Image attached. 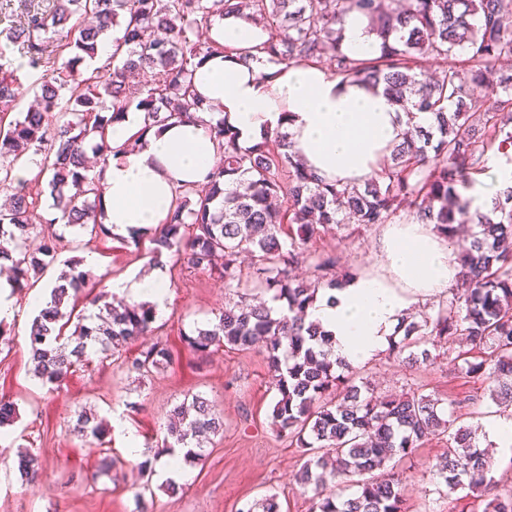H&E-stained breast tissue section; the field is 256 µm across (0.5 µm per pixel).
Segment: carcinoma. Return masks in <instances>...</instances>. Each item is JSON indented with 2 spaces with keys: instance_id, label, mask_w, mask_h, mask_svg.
Returning a JSON list of instances; mask_svg holds the SVG:
<instances>
[{
  "instance_id": "obj_1",
  "label": "carcinoma",
  "mask_w": 512,
  "mask_h": 512,
  "mask_svg": "<svg viewBox=\"0 0 512 512\" xmlns=\"http://www.w3.org/2000/svg\"><path fill=\"white\" fill-rule=\"evenodd\" d=\"M241 9L269 34L251 59H328L333 75L383 87L404 112L407 129L379 174L364 184L338 185L306 169L282 132L243 149L224 119L209 124L207 134L222 150L219 162L205 188L178 194L167 224L152 238V253L166 250L177 263L208 269L227 287L241 285L247 265L276 306L243 296L183 335L184 345L201 358L219 347L263 346L277 391L272 424L303 452L295 479L313 492L311 512H408L406 481L387 464L414 454L431 435L448 442L431 467L433 482L461 493L462 501H483L482 512H512V490L499 491L494 477L498 461L466 422L474 399L443 398L422 385L398 398L375 393L357 367L335 354L330 334L306 321L320 292L355 273L338 272L336 254L316 252L313 283L291 273L297 251L320 226L389 224L407 208L409 221L432 224L454 243L463 224L475 225L459 252L460 286L448 289L422 321L403 317V336L391 341L388 356L417 370L435 364L437 351L463 336L467 349L450 359L454 370L486 383L496 406H512V187L496 192L485 212L470 211L462 194L492 154L512 147V72L506 70L512 0H24V20L0 30V187L12 191L0 210V269L21 291L58 249V237L34 224L39 192L13 186L15 164L30 152L39 156L31 183L37 187L51 175L47 186L65 227L110 235L103 170L112 154V122L132 106L150 127L207 111L196 97L194 72L211 54L234 48L214 44L206 33L215 18ZM350 13L366 19L378 43L373 56L343 49ZM116 28L121 36L112 39L108 64L79 70ZM427 57L444 66L418 67ZM41 68L34 103L25 107L20 73ZM53 112L60 115L55 123L47 119ZM417 112L430 114L431 122H413ZM38 236L39 246L30 249ZM88 280L81 263L66 264L32 321L29 360L44 385H58L90 356L118 354L152 332V306L105 304L77 316L64 336L68 301ZM171 362V350L159 341L127 359L129 370L143 377ZM75 430L105 443L102 421L90 409L79 412ZM223 431V413L194 394L170 411L162 448H184L194 464L205 457L206 439ZM17 457L21 476L37 482L38 456L25 448Z\"/></svg>"
}]
</instances>
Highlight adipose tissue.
Here are the masks:
<instances>
[{"instance_id": "adipose-tissue-1", "label": "adipose tissue", "mask_w": 512, "mask_h": 512, "mask_svg": "<svg viewBox=\"0 0 512 512\" xmlns=\"http://www.w3.org/2000/svg\"><path fill=\"white\" fill-rule=\"evenodd\" d=\"M213 41L233 47L195 71L194 86L210 111L191 123L145 127L144 114L129 109L111 129L113 152L103 172L104 222L128 238L166 223L177 188L205 184L216 149L207 122L224 119L248 148L268 132L288 133L309 168L331 182L360 184L381 169L403 124L383 88L345 82L311 64L246 62L238 54L267 38L241 15L215 19ZM141 136L143 146L124 144ZM456 266L444 239L425 225L399 221L387 226L378 270L321 294L311 320L333 337L336 355L352 365L374 358L389 345L403 313L418 298L442 292ZM114 293L164 311L169 296L162 270L112 283Z\"/></svg>"}]
</instances>
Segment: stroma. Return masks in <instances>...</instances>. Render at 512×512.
<instances>
[{"instance_id":"35a3bbf8","label":"stroma","mask_w":512,"mask_h":512,"mask_svg":"<svg viewBox=\"0 0 512 512\" xmlns=\"http://www.w3.org/2000/svg\"><path fill=\"white\" fill-rule=\"evenodd\" d=\"M384 225L338 224L321 229L310 249L301 250L293 274L301 281L313 277L311 250L333 251L340 266L363 275L376 268L381 254ZM149 238L139 244L115 236L66 234L63 248L35 283L33 291L15 293L19 306L15 320L0 324V396L13 400L17 418L0 429V512H134V495L149 486L153 512H247L267 492L278 493L283 512H309L310 492L300 489L294 475L302 463L300 449L279 437L271 420L276 390L261 350H220L206 362L184 349L183 333L214 319L237 299L216 275L185 269L169 288L165 312L158 316L154 336L137 345L167 342L175 351L173 364L143 377L104 355L91 357L54 390H47L30 371L29 323L37 312L31 292H47L66 261L95 255L89 273L94 293L111 301L114 279L149 270ZM376 392L401 395L408 383L426 391L459 398L480 396L482 410H493L482 396L480 383L457 377L448 363L408 373L386 354L362 366ZM202 394L224 414V432L212 437L202 463L192 465L191 479L169 491L165 481L143 482L138 462L124 451L121 432L111 431L107 445L117 464L110 476L96 477L103 457L98 447L82 441L72 428L78 412L93 408L100 418L119 417L143 442L160 446L170 410L185 396ZM447 447L429 438L398 467L409 483V512H460L455 496L437 492L429 470ZM29 448L40 455L45 475L35 484L22 481L17 452Z\"/></svg>"}]
</instances>
